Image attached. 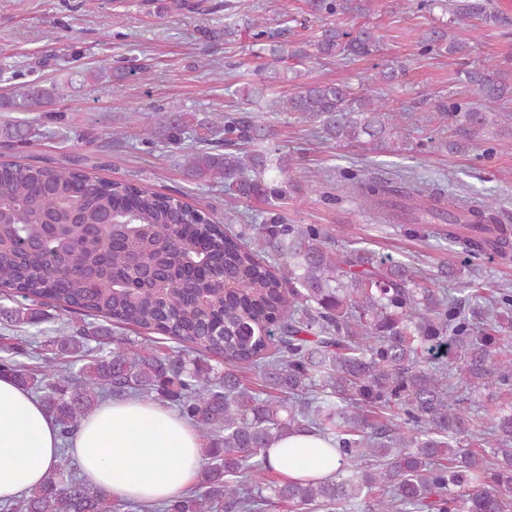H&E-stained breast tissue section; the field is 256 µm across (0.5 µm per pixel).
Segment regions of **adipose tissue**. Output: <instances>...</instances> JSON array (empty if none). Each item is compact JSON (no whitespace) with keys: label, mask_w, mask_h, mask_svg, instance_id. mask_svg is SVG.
<instances>
[{"label":"adipose tissue","mask_w":512,"mask_h":512,"mask_svg":"<svg viewBox=\"0 0 512 512\" xmlns=\"http://www.w3.org/2000/svg\"><path fill=\"white\" fill-rule=\"evenodd\" d=\"M326 445L319 435H292L267 450L266 465L291 480L326 478L338 465ZM202 446L194 425L176 410L138 397L102 402L83 419L70 446H63L40 399L0 377V503L41 485L65 448L82 476L112 499L166 501L198 480Z\"/></svg>","instance_id":"ef3b65f1"}]
</instances>
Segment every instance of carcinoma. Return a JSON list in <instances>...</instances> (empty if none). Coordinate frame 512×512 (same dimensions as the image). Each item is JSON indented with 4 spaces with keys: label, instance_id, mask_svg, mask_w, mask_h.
Returning <instances> with one entry per match:
<instances>
[{
    "label": "carcinoma",
    "instance_id": "1",
    "mask_svg": "<svg viewBox=\"0 0 512 512\" xmlns=\"http://www.w3.org/2000/svg\"><path fill=\"white\" fill-rule=\"evenodd\" d=\"M419 10L443 4L448 21L419 41L461 60L466 42L455 29L498 23L478 0H406ZM314 17L363 14L362 0H308ZM373 28L323 29L313 41L324 59H355L379 51ZM268 85L288 80L278 64L310 57L306 46H269ZM405 72L381 63L375 79L393 84ZM457 82L474 101L441 102L458 139L452 153L482 146L490 128L512 147V71L486 60L463 63ZM65 87L32 83L0 102L6 108H46ZM317 124L337 145L380 153L408 141V114L386 104L369 84L308 83L269 100ZM190 113L162 116L169 142L187 133ZM218 138L184 158L192 180L224 183L234 201L274 207L286 197L291 163L270 145V127L246 112L224 114ZM26 144L27 124L0 129ZM79 159L58 164L0 156V287L19 298L0 306V320L19 331L39 324L42 300L79 317L43 344L29 368L22 337L0 342V375L33 390L59 427L63 445L106 397L135 396L175 408L205 442L199 487L138 512H508L512 508V287L473 288L466 297L436 286L415 266L350 241L334 247L316 224H290L272 210L264 224L203 221L201 210L146 186L91 179ZM344 184L383 224H446L440 238L467 255L512 259V226L500 223L487 198L445 196L419 179L350 175ZM112 216L135 225L130 239L112 240L101 225ZM38 241L41 250L23 253ZM204 241L224 271L183 278L181 262ZM159 256L163 291L146 286L126 263ZM155 330L179 343L162 351L140 340L112 337L110 324ZM195 352L186 358L184 348ZM224 358V370L211 354ZM485 412L492 433L479 436L472 408ZM298 433L323 436L340 466L324 479L282 481L264 453ZM68 459L42 486L0 506V512H117Z\"/></svg>",
    "mask_w": 512,
    "mask_h": 512
}]
</instances>
